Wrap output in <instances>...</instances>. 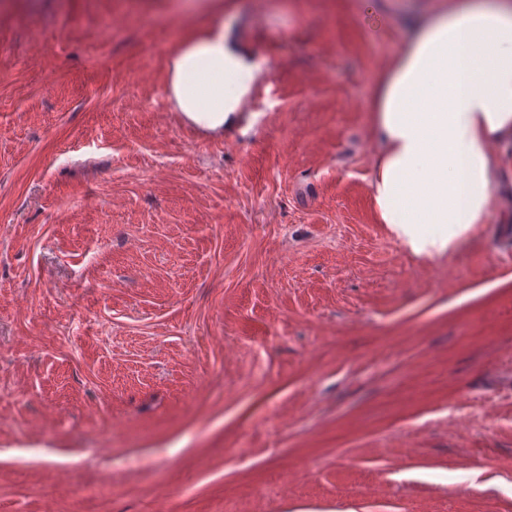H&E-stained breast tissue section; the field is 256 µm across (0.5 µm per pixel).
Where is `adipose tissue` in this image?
Listing matches in <instances>:
<instances>
[{
  "mask_svg": "<svg viewBox=\"0 0 512 512\" xmlns=\"http://www.w3.org/2000/svg\"><path fill=\"white\" fill-rule=\"evenodd\" d=\"M261 73L219 21L179 46L167 92L197 126L220 131L235 124ZM370 105L377 223L415 256L459 252L490 223L512 179V0H454L418 19Z\"/></svg>",
  "mask_w": 512,
  "mask_h": 512,
  "instance_id": "obj_1",
  "label": "adipose tissue"
}]
</instances>
